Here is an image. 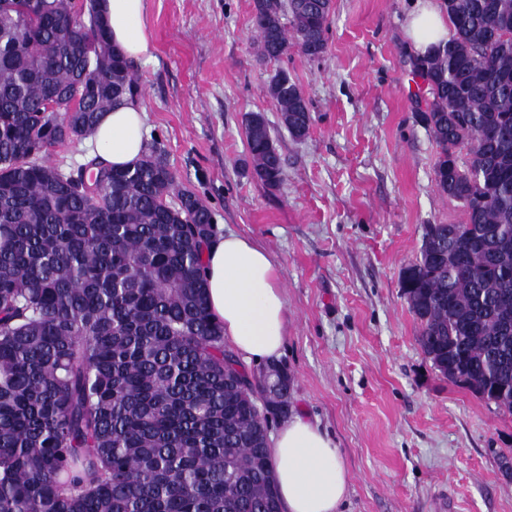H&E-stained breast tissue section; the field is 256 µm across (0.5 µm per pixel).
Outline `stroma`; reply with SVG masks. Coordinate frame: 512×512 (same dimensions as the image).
Listing matches in <instances>:
<instances>
[{
  "instance_id": "1",
  "label": "stroma",
  "mask_w": 512,
  "mask_h": 512,
  "mask_svg": "<svg viewBox=\"0 0 512 512\" xmlns=\"http://www.w3.org/2000/svg\"><path fill=\"white\" fill-rule=\"evenodd\" d=\"M411 0H334L326 50L257 57L253 0H149L154 57L134 66L147 139L219 234L252 239L281 276L288 336L278 364L293 413L339 448L342 512H512V414L441 378L420 349L403 295L427 224H459L434 182L437 147L407 62ZM287 70L311 104L293 140L266 92ZM263 113L283 158L270 189L254 178L242 117Z\"/></svg>"
}]
</instances>
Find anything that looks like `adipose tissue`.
Here are the masks:
<instances>
[{
  "mask_svg": "<svg viewBox=\"0 0 512 512\" xmlns=\"http://www.w3.org/2000/svg\"><path fill=\"white\" fill-rule=\"evenodd\" d=\"M112 41L137 63L153 57L148 0H99ZM405 31L418 52L447 40L448 15L440 0H416ZM105 163L136 164L145 148V114L138 101L103 113L91 136ZM206 296L224 326V339L246 360L277 357L286 339L280 274L269 253L228 233L211 241L203 257ZM282 512H340L350 491L348 470L332 438L300 415L279 429L270 449Z\"/></svg>",
  "mask_w": 512,
  "mask_h": 512,
  "instance_id": "1",
  "label": "adipose tissue"
}]
</instances>
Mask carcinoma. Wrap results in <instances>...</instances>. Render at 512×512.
<instances>
[{"instance_id":"1","label":"carcinoma","mask_w":512,"mask_h":512,"mask_svg":"<svg viewBox=\"0 0 512 512\" xmlns=\"http://www.w3.org/2000/svg\"><path fill=\"white\" fill-rule=\"evenodd\" d=\"M39 2L42 20L0 0V512H281L260 405L288 417L290 378L270 398L224 345L202 276L212 213L156 143L124 169L95 158L74 177L49 162L138 78L74 0ZM444 5L448 41L409 64L436 186L465 221L424 226L401 288L438 375L511 414L512 0ZM331 10L253 0L261 58L320 57ZM267 92L305 138L300 86L281 69ZM243 127L252 175L278 187L267 119Z\"/></svg>"}]
</instances>
